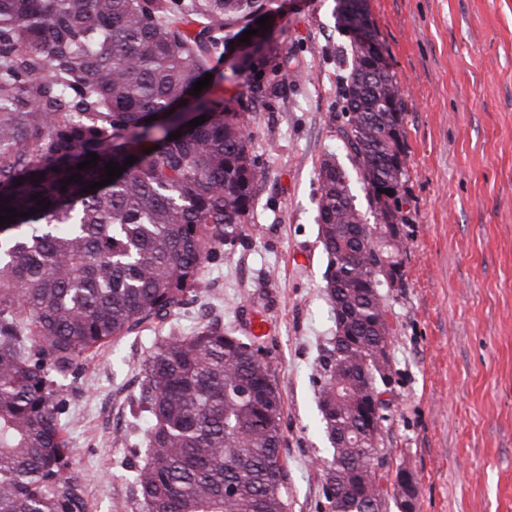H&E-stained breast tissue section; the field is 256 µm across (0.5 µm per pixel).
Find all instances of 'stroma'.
<instances>
[{
  "label": "stroma",
  "instance_id": "obj_1",
  "mask_svg": "<svg viewBox=\"0 0 512 512\" xmlns=\"http://www.w3.org/2000/svg\"><path fill=\"white\" fill-rule=\"evenodd\" d=\"M266 55L233 79L212 62L209 89L246 112L266 177L253 224L218 245L186 305L88 359L65 393L87 512H141L133 484L145 424L133 400L142 364L169 332L218 323L250 338L282 400L288 512H325L330 455L315 358L334 331L315 222L316 170L351 162L338 131L337 55L349 43L335 0H279ZM405 112L399 193L404 285L385 444L417 480V512H512V0H369ZM278 96L257 95L270 70ZM127 433L128 445L114 443Z\"/></svg>",
  "mask_w": 512,
  "mask_h": 512
}]
</instances>
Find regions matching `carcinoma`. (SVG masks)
<instances>
[{
  "instance_id": "carcinoma-1",
  "label": "carcinoma",
  "mask_w": 512,
  "mask_h": 512,
  "mask_svg": "<svg viewBox=\"0 0 512 512\" xmlns=\"http://www.w3.org/2000/svg\"><path fill=\"white\" fill-rule=\"evenodd\" d=\"M278 10V0H0V204L29 214L0 226V512H85L65 388L91 354L181 308L216 246L252 222L266 172L244 113L209 99L206 121L171 140L170 110L256 16ZM336 24L350 36L339 132L383 224L366 223L353 177L324 158L316 222L335 269V333L318 361L332 448L322 477L331 512H388L400 492L380 368L392 356H377L397 334L382 289L403 277L404 112L368 0H337ZM90 153L97 165L78 170ZM112 160L121 176L84 192ZM257 340L207 325L164 337L145 359L142 512H288L281 395Z\"/></svg>"
}]
</instances>
